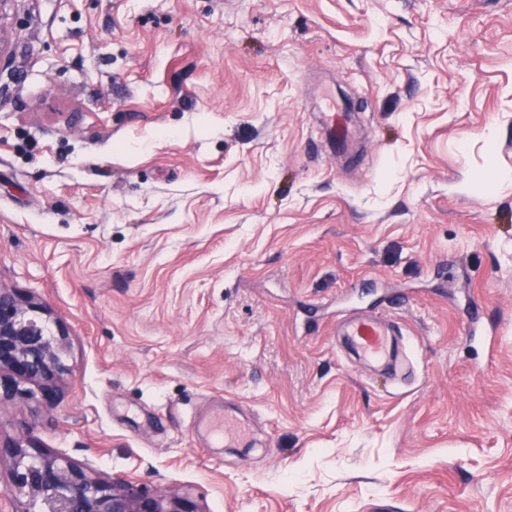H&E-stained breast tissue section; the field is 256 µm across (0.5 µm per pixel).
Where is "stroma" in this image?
<instances>
[{"mask_svg": "<svg viewBox=\"0 0 512 512\" xmlns=\"http://www.w3.org/2000/svg\"><path fill=\"white\" fill-rule=\"evenodd\" d=\"M4 24L0 284L70 336L55 392L0 401L1 444L203 512H512V0ZM357 311L401 327L400 378L345 347Z\"/></svg>", "mask_w": 512, "mask_h": 512, "instance_id": "1", "label": "stroma"}]
</instances>
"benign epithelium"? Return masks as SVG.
Segmentation results:
<instances>
[{"instance_id":"1","label":"benign epithelium","mask_w":512,"mask_h":512,"mask_svg":"<svg viewBox=\"0 0 512 512\" xmlns=\"http://www.w3.org/2000/svg\"><path fill=\"white\" fill-rule=\"evenodd\" d=\"M68 333L48 308L0 285V375H19L44 392L63 380ZM11 458L6 489L28 499L26 512H194L187 497L134 478L88 476L68 457L0 446Z\"/></svg>"}]
</instances>
